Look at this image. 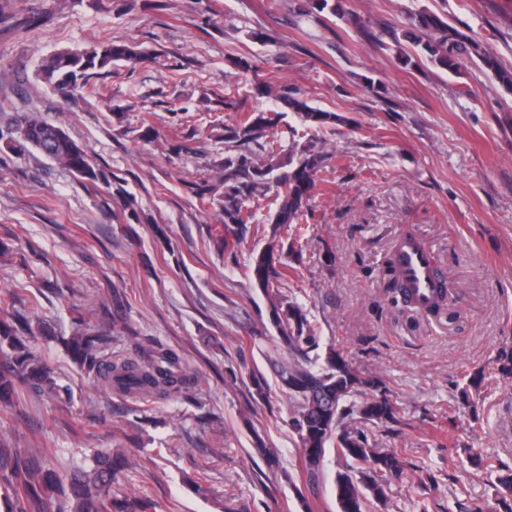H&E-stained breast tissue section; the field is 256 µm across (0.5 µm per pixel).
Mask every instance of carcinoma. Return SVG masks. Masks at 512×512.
<instances>
[{
	"label": "carcinoma",
	"instance_id": "carcinoma-1",
	"mask_svg": "<svg viewBox=\"0 0 512 512\" xmlns=\"http://www.w3.org/2000/svg\"><path fill=\"white\" fill-rule=\"evenodd\" d=\"M309 11L342 13L341 0H309ZM396 59L405 66L413 63L406 52L407 43L419 50L434 65L457 76L464 74L468 63L475 60L493 72L495 79L512 92V69L481 51L473 39L452 26L443 16L421 10L411 17L409 27L391 35ZM140 51L125 43H108L84 51H61L51 55L42 65L44 79L69 93L86 86L89 70L104 69L114 61H136ZM276 104L296 112L306 122L323 126L340 120L334 112L310 107L298 92L283 87L273 95ZM276 111L246 113L235 124L224 127V139L234 144L236 154L224 159V224L217 240L224 234L234 236L240 244L249 233L254 213L247 203L260 189L275 186L280 203L270 217L273 224H296L308 207L314 187V176L321 169L322 155L314 146L292 143L288 170L279 165L263 167L257 160L279 155V140L267 138L266 130L276 125ZM15 148L23 152L30 147L65 166L73 174L94 184L99 173L90 164L85 151L58 125L31 112L15 119L11 127ZM288 269L282 258H274L265 249L253 257L252 276L270 299V321L279 345L291 360L278 363L276 376L288 387L297 410L291 427L298 442L299 456L308 480H316L326 454V445L336 442L337 453L346 462V471L335 480V496L340 512H363L368 498L383 502L387 498L389 477L399 469L393 454L370 444L362 429L351 427L352 420L362 424L393 417L389 404L366 401L361 405L351 398L365 389L377 386L366 379L344 359L334 354L324 363L310 358L320 345L317 327L307 312L288 297ZM29 322L23 315L11 321L0 320V351L10 349V362L0 367V406L14 404L23 389L33 387L56 398H63L64 388L55 380L48 365L20 339ZM102 334L80 331L66 342L72 362L81 370L94 374L118 392L149 398L176 393L187 385L179 356L162 347L143 349L144 359L132 362L117 358L108 361ZM129 463L99 450L91 465L73 474L67 488L60 486L57 474L45 466L42 455L21 448L0 447V479L7 493L26 502L19 512H149L146 498H116L114 485L120 483Z\"/></svg>",
	"mask_w": 512,
	"mask_h": 512
}]
</instances>
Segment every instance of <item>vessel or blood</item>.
<instances>
[{
  "label": "vessel or blood",
  "mask_w": 512,
  "mask_h": 512,
  "mask_svg": "<svg viewBox=\"0 0 512 512\" xmlns=\"http://www.w3.org/2000/svg\"><path fill=\"white\" fill-rule=\"evenodd\" d=\"M393 261L403 288H406L415 304L429 308L445 281L428 247L416 237L402 239L394 251Z\"/></svg>",
  "instance_id": "obj_1"
}]
</instances>
